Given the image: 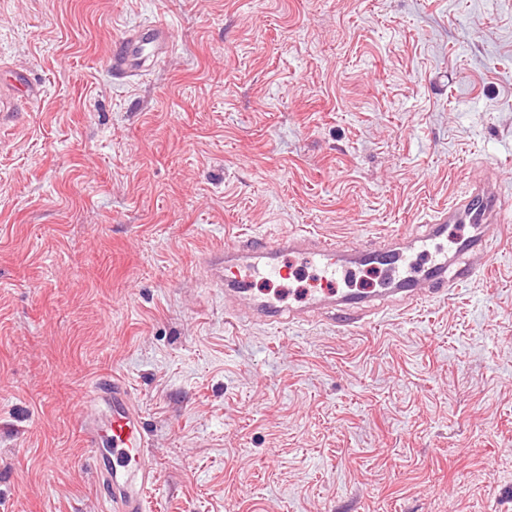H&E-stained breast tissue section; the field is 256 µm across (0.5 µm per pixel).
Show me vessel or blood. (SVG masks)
Here are the masks:
<instances>
[{
  "instance_id": "1",
  "label": "vessel or blood",
  "mask_w": 512,
  "mask_h": 512,
  "mask_svg": "<svg viewBox=\"0 0 512 512\" xmlns=\"http://www.w3.org/2000/svg\"><path fill=\"white\" fill-rule=\"evenodd\" d=\"M172 44L173 32L167 25L153 21L139 26L114 43L111 68L120 75H136L146 62L167 55ZM505 210L497 188L481 180L473 182L465 195L436 210L420 239L434 240L444 235L449 225L464 221L478 225V233L457 239L451 260L419 272L400 268L403 253L395 235L388 236L384 251L349 254L335 239L308 231H291L259 243L241 236L230 246L212 250L207 255L210 279L223 288L225 296L242 297L250 295L256 279H288L292 269L284 257L289 253L309 255L325 281L342 273L345 262L382 261L391 271L403 301L415 306L424 295L447 294L488 272L490 244L504 225ZM322 304V299L314 296L308 299L306 307L291 308L275 293L258 301L257 319L266 325L297 323L303 321L307 308ZM387 307L386 299L373 302L354 292L340 298L338 305L331 308L329 319L337 327L349 329L364 323L367 315H379ZM85 405L83 444L95 461L105 501L111 503L113 512H144L145 495L158 475L147 451L142 415L131 390L120 378H98L85 392Z\"/></svg>"
}]
</instances>
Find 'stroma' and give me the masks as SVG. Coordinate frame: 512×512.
<instances>
[{
  "instance_id": "1",
  "label": "stroma",
  "mask_w": 512,
  "mask_h": 512,
  "mask_svg": "<svg viewBox=\"0 0 512 512\" xmlns=\"http://www.w3.org/2000/svg\"><path fill=\"white\" fill-rule=\"evenodd\" d=\"M148 17L173 50L113 75ZM488 166L512 204V0H0V512H104L102 375L145 512H512V234L351 331L225 316L203 263L418 233ZM98 402L108 405L103 421L93 409ZM85 409L81 434L95 461L103 499L114 512H144L145 495L158 475L131 390L116 376L96 378L85 391Z\"/></svg>"
}]
</instances>
